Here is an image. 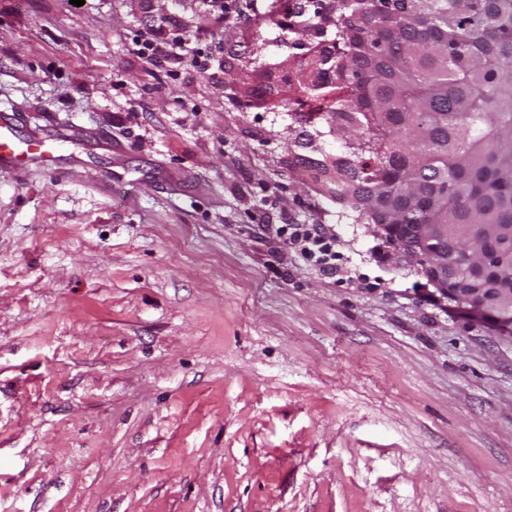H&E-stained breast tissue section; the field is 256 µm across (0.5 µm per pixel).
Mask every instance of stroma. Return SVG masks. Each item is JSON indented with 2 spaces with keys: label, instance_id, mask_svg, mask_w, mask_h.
Returning a JSON list of instances; mask_svg holds the SVG:
<instances>
[{
  "label": "stroma",
  "instance_id": "35a3bbf8",
  "mask_svg": "<svg viewBox=\"0 0 512 512\" xmlns=\"http://www.w3.org/2000/svg\"><path fill=\"white\" fill-rule=\"evenodd\" d=\"M289 0H0V111L82 130L0 174V512H512V336L317 194L275 69ZM218 65L164 71L136 37ZM325 224L335 275L275 230ZM185 34L176 30L170 32L164 42L144 36L134 41L133 51L142 59L157 68H173L181 64L189 55L191 66L200 75H209L211 70L210 52L199 47H189Z\"/></svg>",
  "mask_w": 512,
  "mask_h": 512
}]
</instances>
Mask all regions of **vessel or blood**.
<instances>
[{"label":"vessel or blood","mask_w":512,"mask_h":512,"mask_svg":"<svg viewBox=\"0 0 512 512\" xmlns=\"http://www.w3.org/2000/svg\"><path fill=\"white\" fill-rule=\"evenodd\" d=\"M17 117L9 112L0 113V173L16 172L30 164H38L46 171H54L57 150L47 139L20 138L16 131Z\"/></svg>","instance_id":"obj_1"}]
</instances>
